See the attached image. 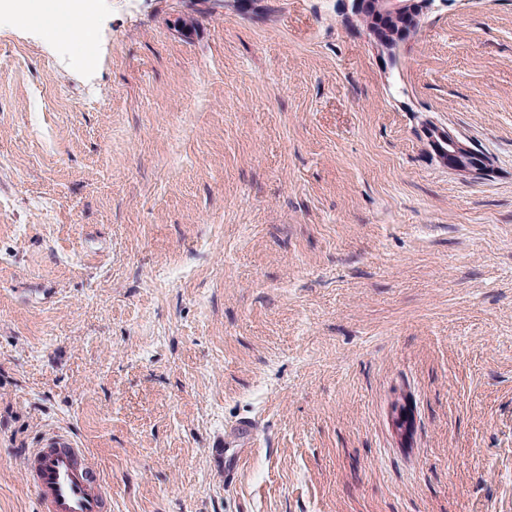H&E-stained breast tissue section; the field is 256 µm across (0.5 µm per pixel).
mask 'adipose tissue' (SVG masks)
Returning a JSON list of instances; mask_svg holds the SVG:
<instances>
[{"instance_id": "1", "label": "adipose tissue", "mask_w": 512, "mask_h": 512, "mask_svg": "<svg viewBox=\"0 0 512 512\" xmlns=\"http://www.w3.org/2000/svg\"><path fill=\"white\" fill-rule=\"evenodd\" d=\"M16 20L37 28L48 42L68 40L78 61H87L94 51L98 14L93 8L82 7L63 17L58 14L54 0H43L38 10L18 13Z\"/></svg>"}]
</instances>
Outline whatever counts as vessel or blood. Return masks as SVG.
Masks as SVG:
<instances>
[{"label":"vessel or blood","instance_id":"obj_1","mask_svg":"<svg viewBox=\"0 0 512 512\" xmlns=\"http://www.w3.org/2000/svg\"><path fill=\"white\" fill-rule=\"evenodd\" d=\"M23 468L38 512H112L111 487L67 433L49 432Z\"/></svg>","mask_w":512,"mask_h":512}]
</instances>
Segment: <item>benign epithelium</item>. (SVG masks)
Here are the masks:
<instances>
[{
  "instance_id": "benign-epithelium-1",
  "label": "benign epithelium",
  "mask_w": 512,
  "mask_h": 512,
  "mask_svg": "<svg viewBox=\"0 0 512 512\" xmlns=\"http://www.w3.org/2000/svg\"><path fill=\"white\" fill-rule=\"evenodd\" d=\"M444 0H342L348 19L359 26L377 56L393 66L401 46L421 32L417 21ZM426 144L431 154L445 167L462 176L485 175L491 167L489 157L480 155L448 128L428 124Z\"/></svg>"
}]
</instances>
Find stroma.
<instances>
[{
  "label": "stroma",
  "mask_w": 512,
  "mask_h": 512,
  "mask_svg": "<svg viewBox=\"0 0 512 512\" xmlns=\"http://www.w3.org/2000/svg\"><path fill=\"white\" fill-rule=\"evenodd\" d=\"M210 5L97 0L90 67L0 9V512L53 428L112 512H512V0L398 91L341 0ZM426 125L429 128L426 144L443 166L462 176L485 175L489 172L491 160L488 156L478 154L447 127L434 123Z\"/></svg>",
  "instance_id": "35a3bbf8"
}]
</instances>
